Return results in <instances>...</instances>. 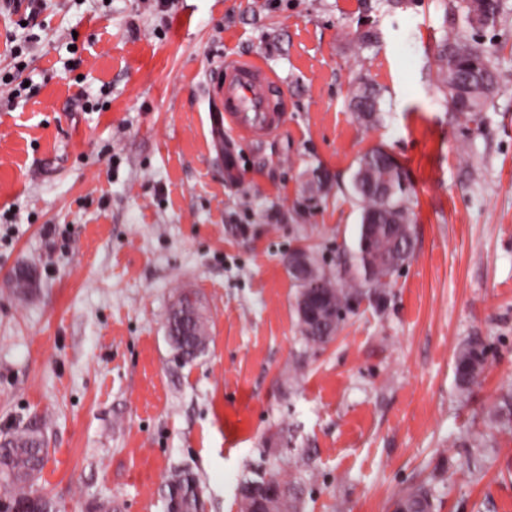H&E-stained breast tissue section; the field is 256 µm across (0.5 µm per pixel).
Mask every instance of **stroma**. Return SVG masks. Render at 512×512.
<instances>
[{
  "mask_svg": "<svg viewBox=\"0 0 512 512\" xmlns=\"http://www.w3.org/2000/svg\"><path fill=\"white\" fill-rule=\"evenodd\" d=\"M446 3L0 0V77L27 85L0 92V436L41 424L34 488L59 512H165L178 467L205 512H240L264 461L303 479L300 512H392L424 480L434 512H512V0L477 36L498 75L477 125L436 86ZM245 56L288 105L261 143L219 130L209 96ZM377 146L411 190L415 252L314 346L285 261L349 259L351 175ZM184 293L210 336L186 366L166 332ZM356 120L365 126H375L380 120L379 92L366 84L358 85L351 98ZM363 117V118H362ZM486 348L478 340H471L463 345L455 360V380L460 389H467L483 371L486 361Z\"/></svg>",
  "mask_w": 512,
  "mask_h": 512,
  "instance_id": "35a3bbf8",
  "label": "stroma"
}]
</instances>
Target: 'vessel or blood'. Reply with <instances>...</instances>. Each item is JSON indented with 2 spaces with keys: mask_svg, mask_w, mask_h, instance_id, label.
<instances>
[{
  "mask_svg": "<svg viewBox=\"0 0 512 512\" xmlns=\"http://www.w3.org/2000/svg\"><path fill=\"white\" fill-rule=\"evenodd\" d=\"M278 82L256 58L226 61L211 79L209 93L221 104L217 120L256 142L282 130L286 99Z\"/></svg>",
  "mask_w": 512,
  "mask_h": 512,
  "instance_id": "obj_1",
  "label": "vessel or blood"
}]
</instances>
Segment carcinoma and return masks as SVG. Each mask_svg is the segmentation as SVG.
Returning <instances> with one entry per match:
<instances>
[{"label":"carcinoma","instance_id":"obj_1","mask_svg":"<svg viewBox=\"0 0 512 512\" xmlns=\"http://www.w3.org/2000/svg\"><path fill=\"white\" fill-rule=\"evenodd\" d=\"M452 10L462 28L479 30L495 24L501 0H453ZM437 81L450 111L475 122L492 100L497 77L490 52L469 42L459 31L441 40ZM356 120L374 126L380 120L379 92L366 84L358 85L351 98ZM351 191L360 209L357 240L351 262L324 278L330 304L336 307V325L364 296L382 299L390 287L393 274L412 257L407 239L413 228L410 190L401 169L383 148L365 152L352 175ZM168 336L176 359L182 365L194 363L208 346L206 318L196 314L181 317L169 314ZM486 348L478 340L463 345L455 360V380L465 390L483 371ZM46 448L39 427L29 423L21 430L5 436L0 444V512H55V505L44 495L31 491L41 472ZM168 499L178 504L179 512H198L202 508L201 493L195 475L178 469L171 475ZM393 512H432L433 497L421 486L397 498Z\"/></svg>","mask_w":512,"mask_h":512}]
</instances>
